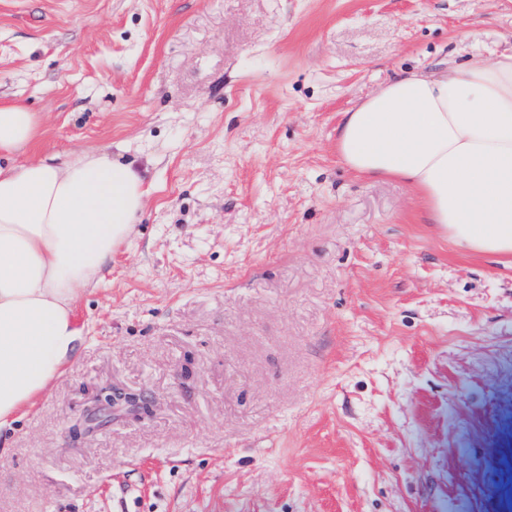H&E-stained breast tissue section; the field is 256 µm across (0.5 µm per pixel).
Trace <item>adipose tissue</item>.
I'll return each instance as SVG.
<instances>
[{
    "mask_svg": "<svg viewBox=\"0 0 512 512\" xmlns=\"http://www.w3.org/2000/svg\"><path fill=\"white\" fill-rule=\"evenodd\" d=\"M39 132L25 105L0 104V439L77 363L75 304L146 195L140 171L106 154L15 165ZM336 155L408 184L460 248L512 255V52L392 78L342 113Z\"/></svg>",
    "mask_w": 512,
    "mask_h": 512,
    "instance_id": "obj_1",
    "label": "adipose tissue"
}]
</instances>
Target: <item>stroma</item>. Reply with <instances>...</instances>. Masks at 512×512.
<instances>
[{
    "label": "stroma",
    "mask_w": 512,
    "mask_h": 512,
    "mask_svg": "<svg viewBox=\"0 0 512 512\" xmlns=\"http://www.w3.org/2000/svg\"><path fill=\"white\" fill-rule=\"evenodd\" d=\"M511 49L512 0H0L16 162L107 152L148 191L0 512H512V257L336 156L390 78ZM105 386L152 413L74 439Z\"/></svg>",
    "instance_id": "1"
}]
</instances>
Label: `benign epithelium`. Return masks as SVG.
<instances>
[{"instance_id":"benign-epithelium-1","label":"benign epithelium","mask_w":512,"mask_h":512,"mask_svg":"<svg viewBox=\"0 0 512 512\" xmlns=\"http://www.w3.org/2000/svg\"><path fill=\"white\" fill-rule=\"evenodd\" d=\"M153 401L143 394L125 393L110 387L99 389L86 403L80 420L73 428L74 436L91 434L112 422L116 415L139 419L150 413Z\"/></svg>"}]
</instances>
